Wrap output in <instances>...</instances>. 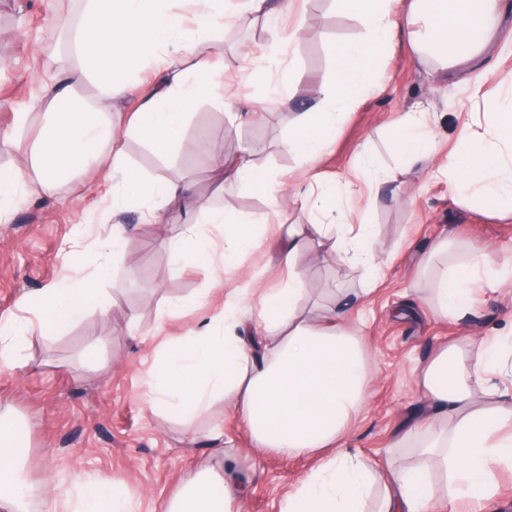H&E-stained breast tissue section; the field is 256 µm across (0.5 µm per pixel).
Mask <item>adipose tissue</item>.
<instances>
[{"label": "adipose tissue", "instance_id": "ef3b65f1", "mask_svg": "<svg viewBox=\"0 0 512 512\" xmlns=\"http://www.w3.org/2000/svg\"><path fill=\"white\" fill-rule=\"evenodd\" d=\"M199 19L182 26L172 14L173 0H86L83 16L71 35L80 58L81 75L98 89L95 99L77 96L67 79L45 86L17 128L31 113L41 117L31 142L30 167L17 169L0 182V223L11 221L18 196L56 186L60 174L94 165L123 187L145 218L154 221L175 200L194 201L192 183L148 182L129 164L124 129H131L158 150H168L182 135L187 112L196 101L227 106L241 99L255 72L240 67V82L223 79L224 61L196 57L204 37L218 35L225 20L270 19L287 8L286 0H189ZM357 20L359 38L332 45L334 76L322 83L312 102L297 115L289 142L306 161L319 159L347 107L374 93L373 73L385 51L397 42L431 54L441 72L473 62L483 52L493 29L498 0H338ZM155 68L153 82L135 85L132 76ZM138 107L127 128L112 122V112L129 98ZM393 147L403 167L435 165L446 170L451 194L483 202L512 217V106L495 113L484 136L461 133L455 154L438 157L424 113L406 112L392 125ZM224 182H246L279 210L292 200L307 213L304 224L275 225L244 221L227 209L207 213L206 229L189 226L168 239L182 259L193 261L212 245V232L223 236L219 259L209 264L213 281L237 273L224 293V308L202 328L160 351L154 371V404L174 410L190 424L216 399L228 402L246 426L254 447L296 455L318 454L319 467L283 499L281 512H429L441 496L461 499L475 489L492 494L493 474L512 467V387L498 378L506 366L500 342L482 340L465 346L442 345L417 370L415 385L447 430L431 421L417 423L398 440L423 457L407 466L395 459L375 466L346 448L347 435L366 403L370 356L360 336L348 327L342 305L307 304L302 279L289 275L285 287L258 289L254 278L239 271L247 255L266 236H274L285 264L308 248L320 258L355 269L365 291H373L381 262L371 225H352L346 211L362 192H380L396 173L360 162L352 179L332 187L313 185L305 173L280 180L259 167L242 150L213 161ZM75 278L70 286L44 289L35 319L0 330V365L16 366L26 336L48 327H64L91 308L110 316L111 303L101 301L97 279ZM512 277V258L496 260L491 251L467 252L440 271L429 301L441 316L454 315L472 300L474 284L496 291ZM258 295L261 339L248 333L251 315L245 299ZM18 441L12 425L0 423V512H28L31 487L16 462ZM435 461L444 482L429 475ZM232 472L207 469L194 474L163 512H233L243 493ZM42 512H133L128 499L106 485L87 481L74 487L58 483L42 500Z\"/></svg>", "mask_w": 512, "mask_h": 512}]
</instances>
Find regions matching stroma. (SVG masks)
I'll list each match as a JSON object with an SVG mask.
<instances>
[{
	"label": "stroma",
	"instance_id": "1",
	"mask_svg": "<svg viewBox=\"0 0 512 512\" xmlns=\"http://www.w3.org/2000/svg\"><path fill=\"white\" fill-rule=\"evenodd\" d=\"M84 8V0H0V172L24 164V149L11 137L15 114L58 73L46 64L47 31L58 17ZM291 28L297 31L296 41L284 45L278 56H268L274 34ZM360 33L337 0H293L289 15L274 24H229L223 41L201 45V53L219 52L229 61L244 58L251 67L266 70V79L246 90L256 118L231 129L227 109L202 99L186 115L181 140L166 154L138 135L126 137L128 161L146 180L183 178L194 184V207L171 205L156 223L146 222L134 206L116 218L112 200L121 196V188L76 171L61 174L55 190L19 201L11 221L0 223V323L30 318L44 288L77 275L94 278L102 261L97 240L116 221L128 230L126 260L112 265L109 277L98 283L101 299L116 303L111 317L92 309L64 328L31 336L26 363L0 367V415L25 433L21 456L33 488V512H40L42 492L51 485L88 479L127 495L135 512H160L191 474L223 467L224 458L208 436L215 427L223 431L224 446L248 483L236 512H280L288 490L315 469V457L253 447L243 423L223 403L189 426L152 406L161 347L176 343L224 305L223 287L208 277L209 257L184 265L165 240L202 223L209 209L226 208L272 224L280 218L304 221L296 206L274 215L261 193L214 178L212 156L237 146L255 147L256 163L273 174L303 169L309 180L330 185L351 176L362 158L380 169L399 166L391 142V124L399 113H433L438 150L445 156L455 150L463 124L486 132L492 113L511 103L512 0H501L498 22L480 59L482 80L465 66L441 75L431 59L418 57L408 44H395L378 67L382 92L358 103L326 155L304 167L288 144L294 111L267 108L266 100L275 89L312 94L334 75L331 45ZM362 219L375 226L382 261L373 292L359 295L356 274L321 261L311 250L296 258L294 268L302 275L308 301L322 299L323 288L332 285L357 297L350 323L366 342L373 375L367 406L347 441L378 464L402 433L428 415L415 376L439 344L512 335V306L492 291L454 317L435 313L418 275L422 258L444 233L459 240L462 249L487 248L512 257V219L499 218L475 198L456 201L447 177L428 168L400 175L393 189L371 200L367 214L355 210L348 216L352 223ZM80 226L87 231L84 246L72 266H64L59 253ZM245 270L264 288L288 280L289 269L278 261L270 239ZM22 296L28 299L24 309L17 306Z\"/></svg>",
	"mask_w": 512,
	"mask_h": 512
}]
</instances>
